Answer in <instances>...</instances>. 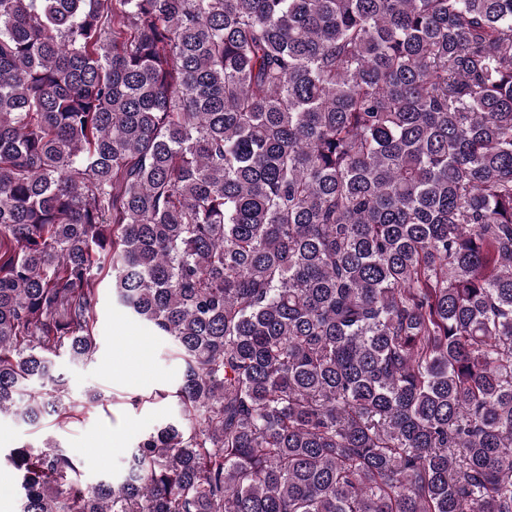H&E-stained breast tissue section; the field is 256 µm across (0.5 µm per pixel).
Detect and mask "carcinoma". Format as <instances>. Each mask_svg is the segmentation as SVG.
I'll return each mask as SVG.
<instances>
[{
	"mask_svg": "<svg viewBox=\"0 0 512 512\" xmlns=\"http://www.w3.org/2000/svg\"><path fill=\"white\" fill-rule=\"evenodd\" d=\"M105 268L179 416L19 512H512V0H0V414Z\"/></svg>",
	"mask_w": 512,
	"mask_h": 512,
	"instance_id": "cac0c4a2",
	"label": "carcinoma"
}]
</instances>
